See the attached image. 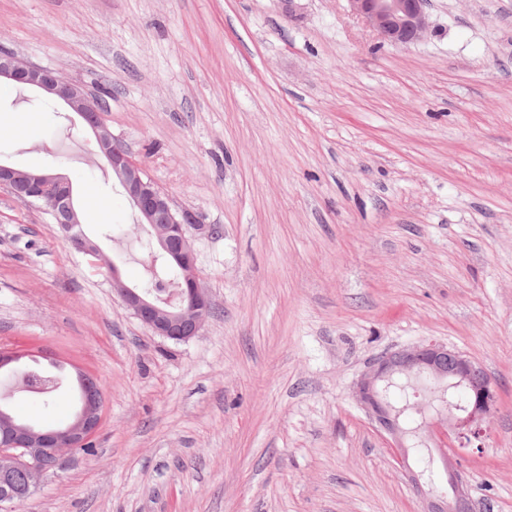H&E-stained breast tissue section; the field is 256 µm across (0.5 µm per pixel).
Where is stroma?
<instances>
[{
  "instance_id": "obj_1",
  "label": "stroma",
  "mask_w": 512,
  "mask_h": 512,
  "mask_svg": "<svg viewBox=\"0 0 512 512\" xmlns=\"http://www.w3.org/2000/svg\"><path fill=\"white\" fill-rule=\"evenodd\" d=\"M417 43L347 0H0V50L103 99L116 144L200 226L199 336L153 335L39 208L0 189V346L104 386L90 454L17 512H420L351 389L438 340L498 407L462 457L512 512V0H428ZM80 118L0 84V161L66 174L140 285L135 213Z\"/></svg>"
}]
</instances>
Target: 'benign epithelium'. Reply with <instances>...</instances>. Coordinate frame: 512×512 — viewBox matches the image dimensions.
Instances as JSON below:
<instances>
[{
	"instance_id": "1",
	"label": "benign epithelium",
	"mask_w": 512,
	"mask_h": 512,
	"mask_svg": "<svg viewBox=\"0 0 512 512\" xmlns=\"http://www.w3.org/2000/svg\"><path fill=\"white\" fill-rule=\"evenodd\" d=\"M353 15L365 22L382 40L394 45L421 41L428 31L426 0H348ZM37 90L64 104L77 114L93 134L98 151L111 162L112 176L125 191L138 215V224L155 243V254L173 256L183 271L185 287L178 289L177 302L161 299L151 290L130 287L120 268L112 264V288L125 307L156 336L187 342L197 336L211 312V300L202 288L192 242L194 217L177 210L168 194L146 174L141 164L112 138L103 121L100 98L65 79L59 72L29 64L11 52L0 53V80ZM0 189L14 198L37 203L52 212L74 247L100 260L101 249L83 231L73 188L60 173L25 171L0 162ZM35 356L0 348V372H15L23 359ZM421 374L437 382L452 381L472 399L464 415L439 412L426 421L425 433L446 476L448 489H426L420 474L409 464L406 433L383 395L396 378L412 379ZM76 407L70 419L55 427L18 423L6 406L0 407V509L21 506L36 492L40 480L64 468L99 428L104 396L95 380L75 370ZM352 394L357 405L375 423L385 438L405 478L422 495L421 512H475L471 488L463 479L458 460L472 441L483 437L497 405L495 386L485 369L459 350L436 340L422 341L374 359L359 376ZM25 483H14L16 475Z\"/></svg>"
}]
</instances>
